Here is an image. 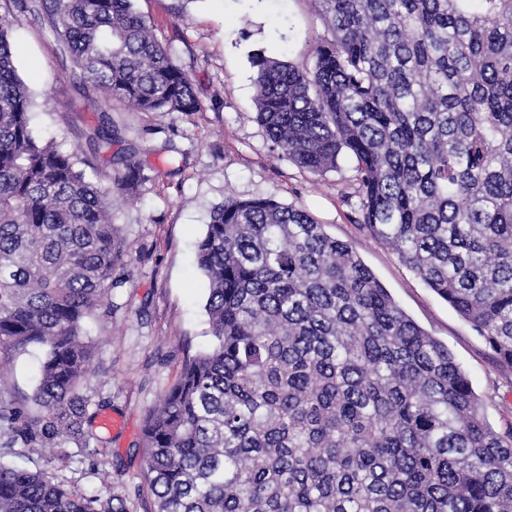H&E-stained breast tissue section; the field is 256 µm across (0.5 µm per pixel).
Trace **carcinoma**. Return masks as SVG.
<instances>
[{
    "label": "carcinoma",
    "mask_w": 512,
    "mask_h": 512,
    "mask_svg": "<svg viewBox=\"0 0 512 512\" xmlns=\"http://www.w3.org/2000/svg\"><path fill=\"white\" fill-rule=\"evenodd\" d=\"M314 63L261 53L257 119L278 157L355 176V222L447 301L512 374V0H314ZM47 15L103 94L88 141L112 144V101L201 102L133 0H3L0 8V372L48 351L33 394L0 387V446L105 443L80 393L99 313L127 253L113 187L40 143L10 43L13 8ZM212 343L186 355L142 433L145 512H512V422L492 427L448 347L353 247L308 212L230 197L197 245ZM0 512H129L126 501L0 463Z\"/></svg>",
    "instance_id": "carcinoma-1"
}]
</instances>
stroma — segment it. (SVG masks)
Instances as JSON below:
<instances>
[{
	"label": "stroma",
	"instance_id": "stroma-1",
	"mask_svg": "<svg viewBox=\"0 0 512 512\" xmlns=\"http://www.w3.org/2000/svg\"><path fill=\"white\" fill-rule=\"evenodd\" d=\"M134 6L190 77L203 108L139 112L119 101L111 105L121 136L113 151L134 147L148 176L134 199L112 206V222L129 247L115 270L121 284L106 298L112 312L83 325L97 350L95 371L81 391L103 405L113 425L94 455L74 448L70 459L50 462L37 449L19 456L0 447V461L42 470L90 495L110 486L131 512H143L150 498L142 468L145 417L175 381L186 353L211 343L208 280L195 250L212 211L230 196L301 207L350 243L400 307L448 346L491 425L498 429L512 419V377L499 370L484 340L394 251L359 231L354 207L342 196L354 175L350 164L322 176L303 171L278 158L256 120L251 58L261 52L311 64L324 32L313 0H135ZM13 17L11 45L32 92L34 135L89 158L87 177L111 185L118 165L94 158L84 136L99 117L97 93L84 88L47 18L20 11Z\"/></svg>",
	"mask_w": 512,
	"mask_h": 512
}]
</instances>
